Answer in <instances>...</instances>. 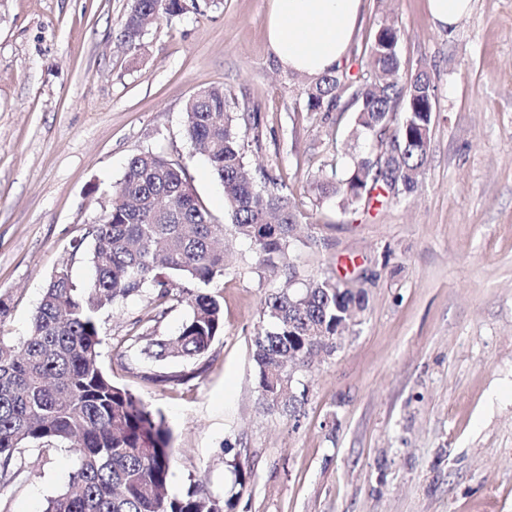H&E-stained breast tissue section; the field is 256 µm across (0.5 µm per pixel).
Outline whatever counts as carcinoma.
Here are the masks:
<instances>
[{"mask_svg":"<svg viewBox=\"0 0 512 512\" xmlns=\"http://www.w3.org/2000/svg\"><path fill=\"white\" fill-rule=\"evenodd\" d=\"M189 9L188 0H132L120 41L136 46L162 21ZM398 32L377 30L365 53L369 77L360 82L338 70L316 78L305 90L308 111L332 112L346 92L355 107L354 132L388 142L392 156L364 152L351 157L347 173L315 181L311 205L335 199L343 209L370 205L372 192L401 199L415 192L425 164L435 116L437 86L421 70L401 79L392 43ZM404 106L399 124L395 103ZM222 86H211L184 107L183 132L209 162L224 187L225 215L236 233L250 240L260 267L291 281L290 248L306 218L281 179L264 174L258 185L244 162L240 122ZM224 225L216 224L188 182L184 168L152 151L130 158L122 179L92 231L89 259L96 276L79 287L69 273L54 275L19 342L0 336V492L15 478L26 448H66L73 471L44 512H233V499L220 500L203 488L184 495L168 491L171 434L164 418L100 365V312L119 296L144 288L164 304L175 288L190 308L174 336L150 341V356L196 360L224 330V311L209 291L224 275L229 257L219 246ZM360 277L312 279L302 290L267 295V326L254 336L258 399L269 409L295 411L288 399V360L303 356L308 337H324L330 354L336 330L350 308H366Z\"/></svg>","mask_w":512,"mask_h":512,"instance_id":"cac0c4a2","label":"carcinoma"}]
</instances>
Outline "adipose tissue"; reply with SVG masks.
<instances>
[{
  "label": "adipose tissue",
  "instance_id": "ef3b65f1",
  "mask_svg": "<svg viewBox=\"0 0 512 512\" xmlns=\"http://www.w3.org/2000/svg\"><path fill=\"white\" fill-rule=\"evenodd\" d=\"M361 10L362 0H271L268 48L283 70L318 78L340 66Z\"/></svg>",
  "mask_w": 512,
  "mask_h": 512
}]
</instances>
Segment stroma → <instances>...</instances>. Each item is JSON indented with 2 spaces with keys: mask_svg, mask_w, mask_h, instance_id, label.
<instances>
[{
  "mask_svg": "<svg viewBox=\"0 0 512 512\" xmlns=\"http://www.w3.org/2000/svg\"><path fill=\"white\" fill-rule=\"evenodd\" d=\"M131 3L0 0V334L28 335L59 269L93 279L91 231L129 158L163 154L224 227L229 268L212 285L224 332L197 360L148 357L141 335L176 334L188 307L172 298L157 316L147 288L102 312L100 362L162 414L170 493L201 485L234 512H512V0H472L448 30L427 0H363L344 70L365 72L361 50L393 25L402 74L428 70L438 87L437 116L413 196L365 212L324 201L291 247L294 288L353 268L373 278L336 351L295 372L292 416L259 405L252 357L282 280L226 223L184 106L223 86L257 116L239 127L247 167L298 200L366 145L352 111L307 112L308 77L268 50L270 0H196L134 49L118 40ZM71 472L65 450L25 451L0 512H44Z\"/></svg>",
  "mask_w": 512,
  "mask_h": 512,
  "instance_id": "obj_1",
  "label": "stroma"
}]
</instances>
